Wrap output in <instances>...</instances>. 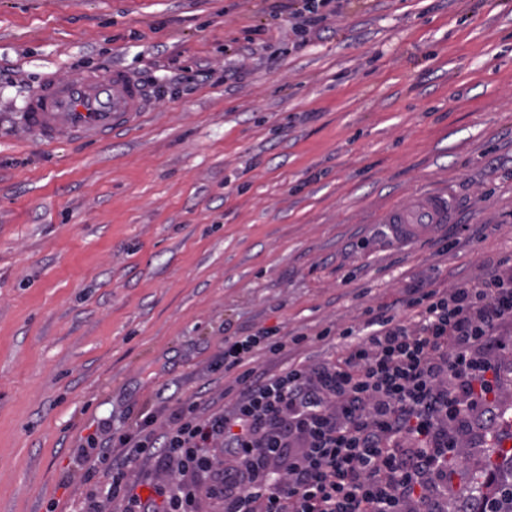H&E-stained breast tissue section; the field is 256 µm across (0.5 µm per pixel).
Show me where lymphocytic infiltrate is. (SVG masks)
I'll return each mask as SVG.
<instances>
[{
  "label": "lymphocytic infiltrate",
  "mask_w": 512,
  "mask_h": 512,
  "mask_svg": "<svg viewBox=\"0 0 512 512\" xmlns=\"http://www.w3.org/2000/svg\"><path fill=\"white\" fill-rule=\"evenodd\" d=\"M512 329V263H489L451 288H406L363 326L322 329L340 360L252 367L308 343L259 328L225 340L230 409L202 415L179 400L165 423L90 438V467L110 478L120 512H448V461L473 447L501 409L503 337ZM161 459L168 479L132 482Z\"/></svg>",
  "instance_id": "obj_1"
}]
</instances>
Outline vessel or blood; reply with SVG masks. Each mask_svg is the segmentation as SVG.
Wrapping results in <instances>:
<instances>
[{
	"instance_id": "b4317fda",
	"label": "vessel or blood",
	"mask_w": 512,
	"mask_h": 512,
	"mask_svg": "<svg viewBox=\"0 0 512 512\" xmlns=\"http://www.w3.org/2000/svg\"><path fill=\"white\" fill-rule=\"evenodd\" d=\"M147 98V88L119 68L52 77L30 96L25 126L49 143L76 136L100 141L126 128L132 115L144 112ZM450 218L447 189L430 188L409 202L388 206L377 221L388 226L396 243L407 244L447 224Z\"/></svg>"
}]
</instances>
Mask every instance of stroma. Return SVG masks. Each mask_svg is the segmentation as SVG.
<instances>
[{"label":"stroma","instance_id":"stroma-1","mask_svg":"<svg viewBox=\"0 0 512 512\" xmlns=\"http://www.w3.org/2000/svg\"><path fill=\"white\" fill-rule=\"evenodd\" d=\"M0 0V512H76L89 436L194 395L229 336L338 356L420 279L512 258V0ZM125 68L147 112L97 144L24 125L48 75ZM447 186L408 245L375 217Z\"/></svg>","mask_w":512,"mask_h":512}]
</instances>
